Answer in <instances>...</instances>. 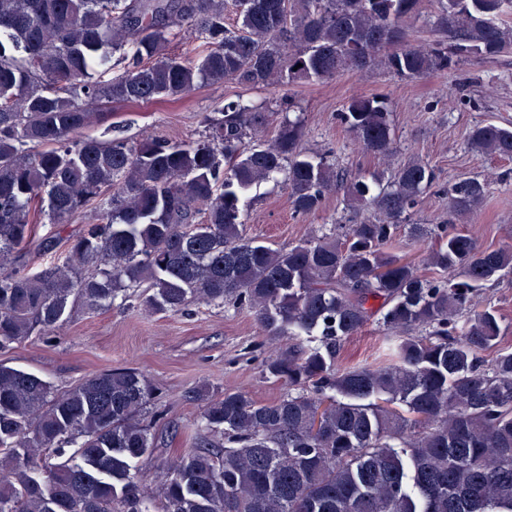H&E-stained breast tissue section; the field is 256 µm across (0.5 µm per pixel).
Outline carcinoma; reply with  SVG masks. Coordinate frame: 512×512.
<instances>
[{
	"label": "carcinoma",
	"mask_w": 512,
	"mask_h": 512,
	"mask_svg": "<svg viewBox=\"0 0 512 512\" xmlns=\"http://www.w3.org/2000/svg\"><path fill=\"white\" fill-rule=\"evenodd\" d=\"M438 4L442 38L413 44L402 23L422 0H0V349L142 287L150 311L232 301L265 335L295 337L264 362L288 384L279 399L193 390L203 433L155 490L137 468L160 444L141 373L115 368L59 392L0 363V512H512V348L496 312L474 303L512 274V246L408 224L434 244L417 261L392 252L435 184L427 162L351 178L304 151V112L266 140L265 117L239 99L205 114L187 143L84 135L105 99L175 101L204 82L286 87L372 66L414 79L512 49L500 22L512 0ZM186 36L199 41L194 60L174 52ZM115 55L123 67L110 76ZM338 117L363 151L392 156L386 97L352 96ZM468 143L512 159L511 128L479 122ZM280 173L298 215L337 190L372 216L286 250L259 244L244 233L245 193ZM487 192L478 178L455 183L449 212L475 214ZM85 208L93 223L64 255L22 268L30 214L60 224ZM374 316L398 334L386 362L339 367L341 341Z\"/></svg>",
	"instance_id": "1"
}]
</instances>
